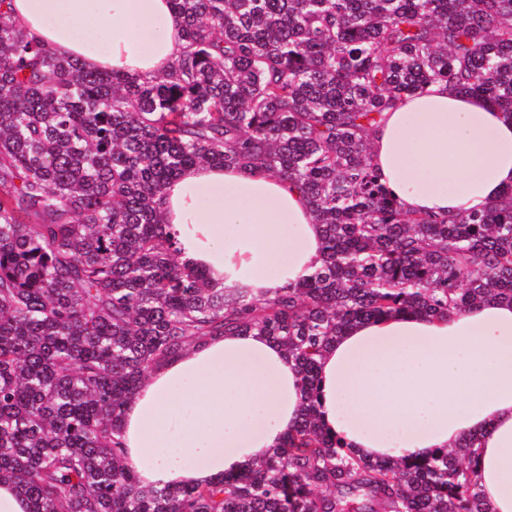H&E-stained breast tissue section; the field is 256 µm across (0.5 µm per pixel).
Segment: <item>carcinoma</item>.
<instances>
[{
	"label": "carcinoma",
	"mask_w": 512,
	"mask_h": 512,
	"mask_svg": "<svg viewBox=\"0 0 512 512\" xmlns=\"http://www.w3.org/2000/svg\"><path fill=\"white\" fill-rule=\"evenodd\" d=\"M172 2L187 46L140 81L56 55L0 0V480L29 512H493L476 438L424 462L361 458L320 423L317 368L361 320L512 304V190L480 212L407 214L368 140L435 80L512 116V0ZM197 164L301 189L322 264L258 299L182 261L163 195ZM226 331L296 364L297 423L235 477L139 486L123 407L153 364Z\"/></svg>",
	"instance_id": "obj_1"
}]
</instances>
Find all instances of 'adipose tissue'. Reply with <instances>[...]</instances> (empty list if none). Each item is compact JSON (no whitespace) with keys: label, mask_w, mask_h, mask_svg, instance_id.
<instances>
[{"label":"adipose tissue","mask_w":512,"mask_h":512,"mask_svg":"<svg viewBox=\"0 0 512 512\" xmlns=\"http://www.w3.org/2000/svg\"><path fill=\"white\" fill-rule=\"evenodd\" d=\"M12 19L88 71L167 72L185 40L171 0H11ZM379 181L407 212L461 214L512 188V119L446 82L400 98L370 136ZM180 256L214 284L270 298L321 263L300 190L258 169L194 165L165 188ZM294 364L258 332L208 336L153 367L121 416L144 487L216 483L297 422ZM321 423L358 454L422 461L465 437L494 512H512V305L444 319L401 313L345 329L319 360Z\"/></svg>","instance_id":"ef3b65f1"}]
</instances>
